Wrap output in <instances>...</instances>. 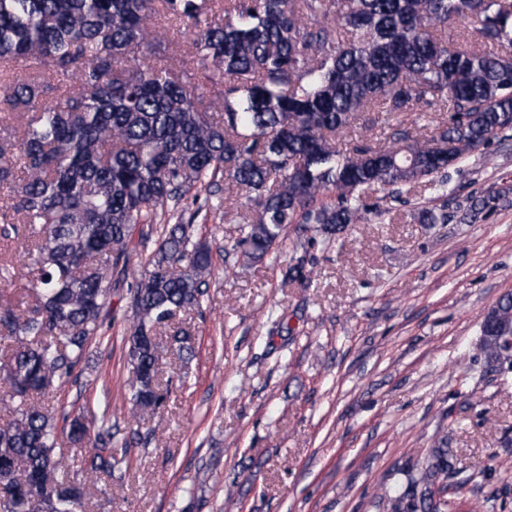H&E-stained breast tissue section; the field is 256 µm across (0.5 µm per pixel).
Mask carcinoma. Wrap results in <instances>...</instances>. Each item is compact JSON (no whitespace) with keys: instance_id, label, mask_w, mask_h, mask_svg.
Returning <instances> with one entry per match:
<instances>
[{"instance_id":"obj_1","label":"carcinoma","mask_w":512,"mask_h":512,"mask_svg":"<svg viewBox=\"0 0 512 512\" xmlns=\"http://www.w3.org/2000/svg\"><path fill=\"white\" fill-rule=\"evenodd\" d=\"M198 31L196 76L148 62L162 41L154 16ZM463 26V42L445 26ZM0 223L23 225L31 263L27 305L0 304L11 341L0 381L11 418L0 424V512H84L86 485L130 466L112 425L83 413L56 417L37 403L69 380L110 304L112 274L127 272L139 224H161L157 248L132 288L125 397L141 412L166 400L158 381L169 329L191 352L177 315L199 309L211 251L191 240L199 211L179 210L192 190L224 179L232 251L259 262L286 226L328 241L368 213L405 204L403 191L512 131V0H0ZM224 84L218 101L208 85ZM441 108L428 125L390 127V144L339 138L361 112ZM224 111L222 119L214 110ZM177 222L170 223L172 216ZM306 257L283 282L306 283ZM512 326V293L482 320L477 350L501 384L512 352L489 322ZM92 442L81 477L61 472L59 437ZM448 436L430 449L408 490L386 492L390 512H454L438 481L454 468Z\"/></svg>"}]
</instances>
